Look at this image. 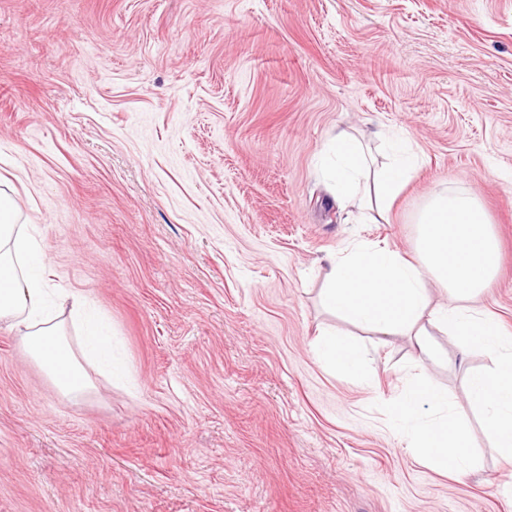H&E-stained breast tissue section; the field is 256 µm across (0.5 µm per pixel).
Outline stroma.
Segmentation results:
<instances>
[{
  "mask_svg": "<svg viewBox=\"0 0 512 512\" xmlns=\"http://www.w3.org/2000/svg\"><path fill=\"white\" fill-rule=\"evenodd\" d=\"M420 163L387 219L339 203V131ZM512 0H0V175L55 287L112 323L122 379L73 400L0 328V512H503L479 423L456 478L410 451L415 374L467 409L430 328L376 336L320 300L328 260L407 252L435 189L468 192L502 250L481 304L512 332ZM360 344L367 373L313 342ZM316 338L320 358L330 367L357 376L364 371L363 357L360 347L351 341L337 337L336 332H321Z\"/></svg>",
  "mask_w": 512,
  "mask_h": 512,
  "instance_id": "stroma-1",
  "label": "stroma"
}]
</instances>
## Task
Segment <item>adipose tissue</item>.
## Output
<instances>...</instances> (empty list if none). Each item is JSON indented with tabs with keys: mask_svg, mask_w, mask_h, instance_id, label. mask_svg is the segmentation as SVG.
I'll return each mask as SVG.
<instances>
[{
	"mask_svg": "<svg viewBox=\"0 0 512 512\" xmlns=\"http://www.w3.org/2000/svg\"><path fill=\"white\" fill-rule=\"evenodd\" d=\"M388 154L386 163L371 167L358 141L340 132L332 138L320 169L337 197L381 217L417 166L406 143H389ZM18 215L15 199L0 188V326L16 333L28 357L45 369L61 395L82 397L96 388L86 363L111 375L125 370L113 353L112 327L84 294L63 297L49 286L41 243L29 228L19 225ZM416 222L412 254L357 244L332 259L321 300L369 332L414 337L422 353L427 350L425 325L431 322L446 331L460 361H467L476 346L489 354L491 366L467 371V396L503 469L511 472L512 335L476 303L499 270L491 221L472 195L448 188L430 193ZM432 285L448 298L436 309L428 301ZM69 322L82 329L79 347L68 340ZM315 344L327 365L352 376L363 372L356 343L324 332ZM427 405L435 407V417L423 416ZM393 407L398 428L435 470L463 476L475 469L468 427L442 392L416 377L404 394L395 397Z\"/></svg>",
	"mask_w": 512,
	"mask_h": 512,
	"instance_id": "1",
	"label": "adipose tissue"
}]
</instances>
